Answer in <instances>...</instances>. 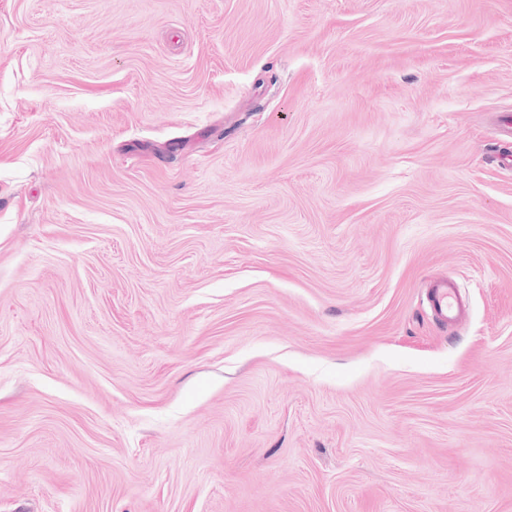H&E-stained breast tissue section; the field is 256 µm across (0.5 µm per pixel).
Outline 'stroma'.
I'll list each match as a JSON object with an SVG mask.
<instances>
[{"mask_svg":"<svg viewBox=\"0 0 512 512\" xmlns=\"http://www.w3.org/2000/svg\"><path fill=\"white\" fill-rule=\"evenodd\" d=\"M509 116L512 0H0V512H512ZM454 287L448 281H441L432 286L429 292V302L439 320L448 324V320H456V310L459 308V297Z\"/></svg>","mask_w":512,"mask_h":512,"instance_id":"1","label":"stroma"}]
</instances>
